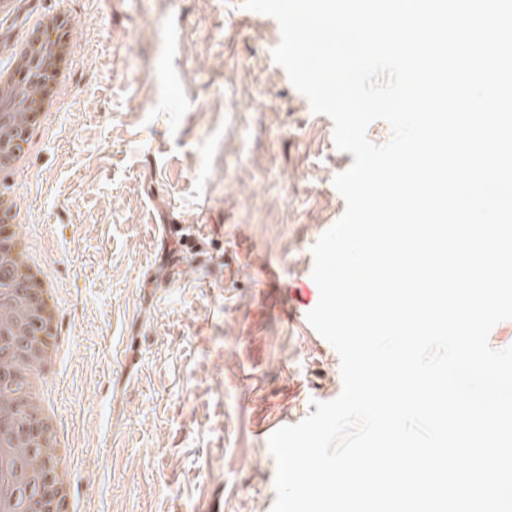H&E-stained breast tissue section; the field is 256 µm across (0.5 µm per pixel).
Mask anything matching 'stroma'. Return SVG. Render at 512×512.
Returning a JSON list of instances; mask_svg holds the SVG:
<instances>
[{
    "instance_id": "1",
    "label": "stroma",
    "mask_w": 512,
    "mask_h": 512,
    "mask_svg": "<svg viewBox=\"0 0 512 512\" xmlns=\"http://www.w3.org/2000/svg\"><path fill=\"white\" fill-rule=\"evenodd\" d=\"M71 91L23 141L16 238L38 242L68 359L48 380L83 512H271L267 442L342 390L303 317L353 162L240 0H33ZM262 109H255V102ZM173 224H197V250ZM181 271L182 284L168 278Z\"/></svg>"
}]
</instances>
